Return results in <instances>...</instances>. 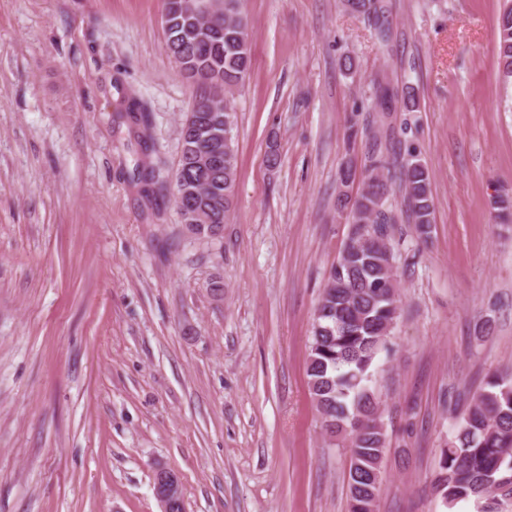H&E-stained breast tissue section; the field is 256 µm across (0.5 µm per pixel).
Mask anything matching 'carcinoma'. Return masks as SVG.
Instances as JSON below:
<instances>
[{"instance_id":"1","label":"carcinoma","mask_w":512,"mask_h":512,"mask_svg":"<svg viewBox=\"0 0 512 512\" xmlns=\"http://www.w3.org/2000/svg\"><path fill=\"white\" fill-rule=\"evenodd\" d=\"M224 13V27L203 31L194 15L167 19L166 42L170 54L181 58V71L191 82L208 74L224 76V93L239 86L251 67L248 24L239 11V0H198ZM351 13L373 16L381 40L390 37V22L382 0H344ZM498 68L502 82L512 85V11L499 17L497 26ZM398 91L378 84L374 110L395 111ZM131 129L143 150V164L135 168L136 182L145 198L155 194L169 175L151 160L152 135L142 107L134 99L126 107ZM197 124L179 129V191L191 202L178 210L185 229L197 238L214 240L220 224L208 222L220 209L228 217L235 199L237 148L236 113L224 105L196 113ZM204 139L221 142L222 166L200 181L198 151ZM370 167L362 174L361 191L352 196L339 192L337 208L347 212L351 224L338 261L321 291L310 336L307 377L310 393L324 427L349 432L353 459L348 475L350 512H379L383 483L382 461L386 430L379 402L369 388L371 368L387 349L398 318L393 298L394 256L388 247L392 218L385 201L389 192L383 174L382 148L375 144ZM398 179L416 231L426 234L432 224L433 197L427 167L414 152L400 165ZM378 235L380 245L368 248L364 238ZM432 487L452 508L462 501L480 505L481 512H497L498 502L512 499V375H496L476 392L455 425L448 447L441 451L440 469Z\"/></svg>"}]
</instances>
